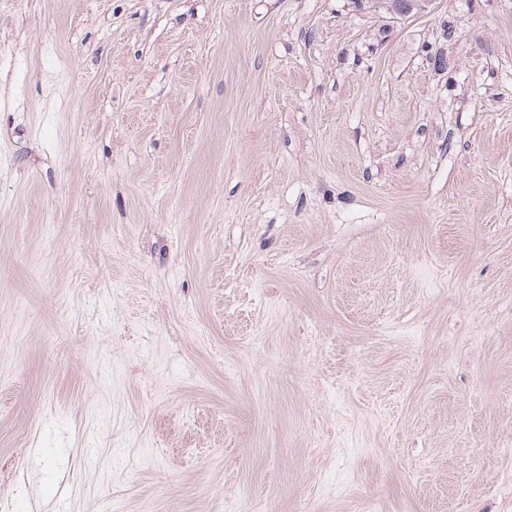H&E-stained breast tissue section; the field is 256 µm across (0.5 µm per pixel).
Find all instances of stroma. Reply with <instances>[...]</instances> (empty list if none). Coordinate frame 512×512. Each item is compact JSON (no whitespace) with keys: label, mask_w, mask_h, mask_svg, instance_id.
<instances>
[{"label":"stroma","mask_w":512,"mask_h":512,"mask_svg":"<svg viewBox=\"0 0 512 512\" xmlns=\"http://www.w3.org/2000/svg\"><path fill=\"white\" fill-rule=\"evenodd\" d=\"M512 512V0H0L10 512ZM370 4L375 11L385 10L388 14L396 17H405L414 12H426L435 0H358Z\"/></svg>","instance_id":"obj_1"}]
</instances>
